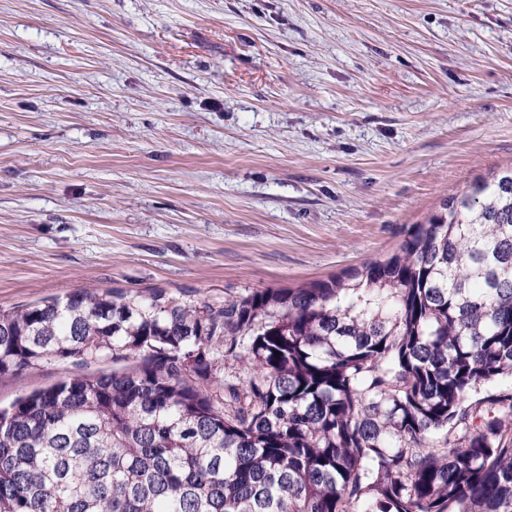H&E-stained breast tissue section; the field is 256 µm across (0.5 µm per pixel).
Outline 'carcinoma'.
<instances>
[{
	"mask_svg": "<svg viewBox=\"0 0 512 512\" xmlns=\"http://www.w3.org/2000/svg\"><path fill=\"white\" fill-rule=\"evenodd\" d=\"M104 361L0 409V512H512V167L328 280L0 309V379Z\"/></svg>",
	"mask_w": 512,
	"mask_h": 512,
	"instance_id": "carcinoma-1",
	"label": "carcinoma"
}]
</instances>
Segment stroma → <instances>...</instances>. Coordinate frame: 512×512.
Wrapping results in <instances>:
<instances>
[{
    "label": "stroma",
    "instance_id": "1",
    "mask_svg": "<svg viewBox=\"0 0 512 512\" xmlns=\"http://www.w3.org/2000/svg\"><path fill=\"white\" fill-rule=\"evenodd\" d=\"M509 166L512 0H0L2 309L325 280Z\"/></svg>",
    "mask_w": 512,
    "mask_h": 512
}]
</instances>
